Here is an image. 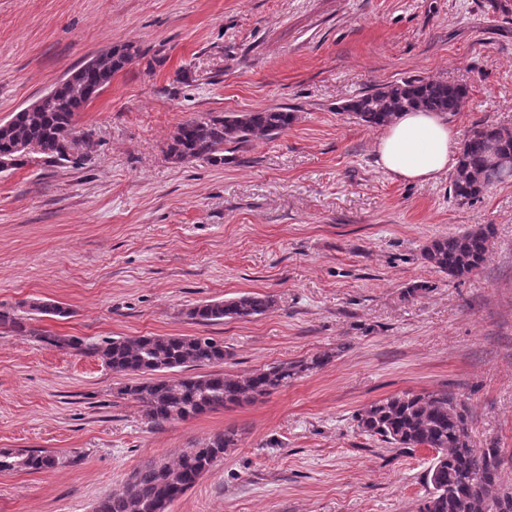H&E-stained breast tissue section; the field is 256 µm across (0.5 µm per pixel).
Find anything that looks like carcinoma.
<instances>
[{
  "mask_svg": "<svg viewBox=\"0 0 512 512\" xmlns=\"http://www.w3.org/2000/svg\"><path fill=\"white\" fill-rule=\"evenodd\" d=\"M144 56L139 46L126 42L111 46L92 59V67L81 71L77 80L54 86L52 95L37 98V107L22 109L0 124V157L13 160L16 170L31 163L78 165L88 160L94 142L91 134L74 138L76 118L92 102L87 89L105 88L112 76L130 62ZM467 89L446 81L412 79L379 87L348 100L342 111L371 127L384 126L391 117L408 109L452 113L460 111ZM285 109L228 112L208 120L181 123L168 145L176 162L203 161L224 164V146L246 145L257 139H274L294 122ZM512 158V131L493 124L475 126L460 151L459 164L452 173L449 195L460 203L480 198L493 181L484 177L487 149ZM493 225L450 234L432 240L421 251V259L452 280L463 279L486 261ZM270 295L245 293L221 301H205L187 312L196 323L207 325L226 319H247L273 307ZM29 314L67 318L69 308L60 303L35 300ZM0 328L22 336H35L50 347L93 357L113 373L132 376L118 394L137 401L148 421L156 426L172 420L186 421L216 412L229 405L255 402L288 386L293 379L320 369L331 360L324 353L309 359L269 365L247 375L222 370L227 351L224 343L210 336L142 335L88 342L76 336H54L32 328L28 318L0 308ZM208 367L204 375L175 376L182 368ZM159 373V378L141 375ZM358 426L370 435L403 449L426 448L433 452L426 473L431 486L418 512H485L493 504L496 512H512V485L501 478L478 479L475 474L492 466L500 474L502 450L491 443L480 450L470 443L467 408L446 392L402 393L364 408ZM238 443L233 428L191 448L177 463L148 464L138 469L119 493L99 500L94 512H169L174 495L192 487L201 476ZM58 457L42 450H1L0 472L26 470L42 472L56 467Z\"/></svg>",
  "mask_w": 512,
  "mask_h": 512,
  "instance_id": "1",
  "label": "carcinoma"
}]
</instances>
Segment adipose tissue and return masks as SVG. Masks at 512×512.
Here are the masks:
<instances>
[{
    "label": "adipose tissue",
    "instance_id": "ef3b65f1",
    "mask_svg": "<svg viewBox=\"0 0 512 512\" xmlns=\"http://www.w3.org/2000/svg\"><path fill=\"white\" fill-rule=\"evenodd\" d=\"M377 164L401 180L432 181L457 166L459 133L437 112L399 113L375 143Z\"/></svg>",
    "mask_w": 512,
    "mask_h": 512
}]
</instances>
